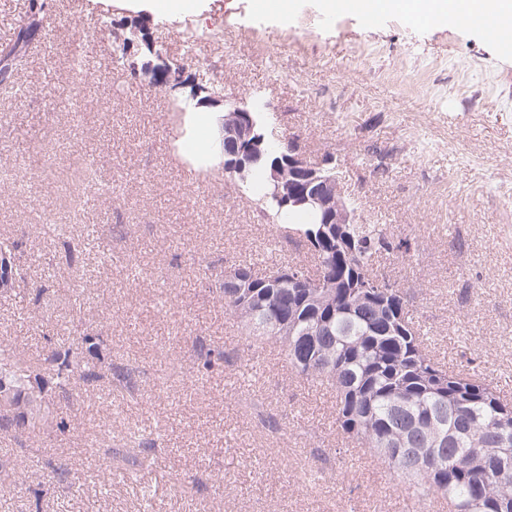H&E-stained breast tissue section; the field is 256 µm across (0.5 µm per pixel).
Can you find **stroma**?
<instances>
[{"mask_svg":"<svg viewBox=\"0 0 512 512\" xmlns=\"http://www.w3.org/2000/svg\"><path fill=\"white\" fill-rule=\"evenodd\" d=\"M204 4L175 16L54 0L16 85H0V163L30 166L27 196L0 185V237L55 272L34 263L25 283L0 290V337L44 357L71 329L76 286L98 309L101 360L136 377L115 396L80 386L60 400L65 433L0 437V512H414L385 467L337 434L334 392L289 370L278 344L249 345L216 294L224 269L302 264L307 248L276 235L222 164L181 153L173 87L130 82L95 22L146 24L176 58L193 44L192 79L259 106L310 161L332 155L368 221L416 241L411 260L386 255L378 270L408 291L432 353L448 364L472 354L511 393L512 53L471 27L329 18L321 0H295L283 19L255 14L252 0ZM78 44L98 82L76 131L64 103ZM92 157L112 181L92 216L112 262L90 248L70 265L37 208L54 199L55 219L81 238L77 170ZM198 344L224 349L223 368L204 380ZM133 427L159 437L156 467L136 482L85 447H121ZM36 461L81 481L52 487Z\"/></svg>","mask_w":512,"mask_h":512,"instance_id":"stroma-1","label":"stroma"}]
</instances>
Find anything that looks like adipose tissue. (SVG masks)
Instances as JSON below:
<instances>
[{
	"label": "adipose tissue",
	"instance_id": "1",
	"mask_svg": "<svg viewBox=\"0 0 512 512\" xmlns=\"http://www.w3.org/2000/svg\"><path fill=\"white\" fill-rule=\"evenodd\" d=\"M361 15L396 13L414 23L448 22L474 26L484 35H491L486 24L491 16L512 19V0H469L467 11H460L454 0H354ZM224 136V110L222 107L196 105L188 113L186 133L180 142L190 157L211 161Z\"/></svg>",
	"mask_w": 512,
	"mask_h": 512
}]
</instances>
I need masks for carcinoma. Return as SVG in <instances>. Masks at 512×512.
<instances>
[{
    "label": "carcinoma",
    "mask_w": 512,
    "mask_h": 512,
    "mask_svg": "<svg viewBox=\"0 0 512 512\" xmlns=\"http://www.w3.org/2000/svg\"><path fill=\"white\" fill-rule=\"evenodd\" d=\"M52 0H28V10L13 39L0 45V85L17 80L19 62L29 46L18 47L22 29L34 17L45 20ZM113 55L124 58L146 34L115 28L104 20ZM255 131L264 140L263 158L235 180L252 181L260 211L275 232L296 236L315 263L273 268L263 274L239 264L244 283L233 291L218 284L225 311L236 317L252 344L273 339L291 371L336 394V424L345 439L365 448L388 469L395 486L416 502L419 512L443 499L448 512H512V399L487 383L474 359L450 369L432 355L428 337L416 324L407 293L401 288L356 287L384 282L375 257L397 252L410 256V239L389 232L385 224L344 228L341 240L320 223L322 208L294 209L269 197L268 172L288 158V139L269 132L264 113L254 112ZM18 244L0 241V279L24 278ZM78 314L72 331L59 339L43 363L27 366L0 344V435L29 432L50 436L68 428L54 410L79 384L130 387L131 374L97 360L101 337L87 333L92 308L73 290ZM205 377L224 362V351L202 346L195 355ZM138 454L107 449L126 465V474L150 460L156 439L131 436Z\"/></svg>",
    "instance_id": "1"
}]
</instances>
